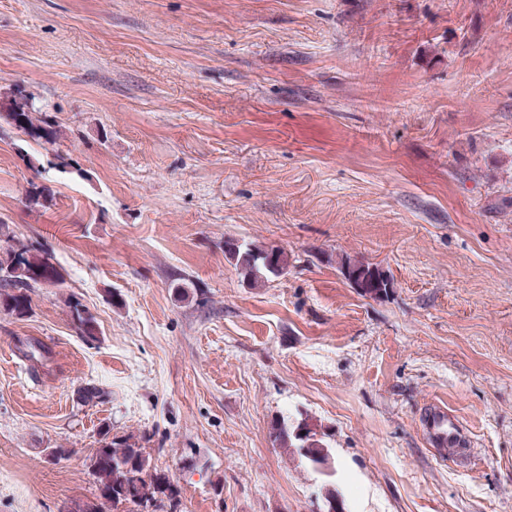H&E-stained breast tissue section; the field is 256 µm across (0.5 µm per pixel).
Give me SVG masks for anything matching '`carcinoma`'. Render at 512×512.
I'll return each instance as SVG.
<instances>
[{
	"label": "carcinoma",
	"instance_id": "cac0c4a2",
	"mask_svg": "<svg viewBox=\"0 0 512 512\" xmlns=\"http://www.w3.org/2000/svg\"><path fill=\"white\" fill-rule=\"evenodd\" d=\"M14 105L15 110L3 111L0 116L20 131L25 140L45 147L57 144L62 130L56 117L42 111L25 93ZM25 200L31 209H44L51 205L52 194L46 186L31 181ZM226 246L234 265L254 287L266 286L288 269V252L282 247L247 242H228ZM32 249L33 245L11 237L0 220V308L17 318H24L32 311L33 285L54 286L63 280L60 267L48 251L39 255L40 263H30L26 254ZM352 269L365 277L360 291L363 296L373 297L393 287L392 279L382 269L374 271L369 263L341 262L340 272L345 279H350ZM70 312L79 336L86 341L95 340L98 328L94 316L77 301L70 303ZM271 435L281 449L304 466L311 465L310 450L328 448L323 428L302 416L277 418L272 422ZM90 467L97 481L98 501L85 503L83 512H101L102 502L112 504L114 512L126 504L138 507L137 512H147L144 503L149 501L153 502L152 512H181L178 485L164 473L150 472L149 453L130 436L113 437L111 429H105Z\"/></svg>",
	"mask_w": 512,
	"mask_h": 512
}]
</instances>
